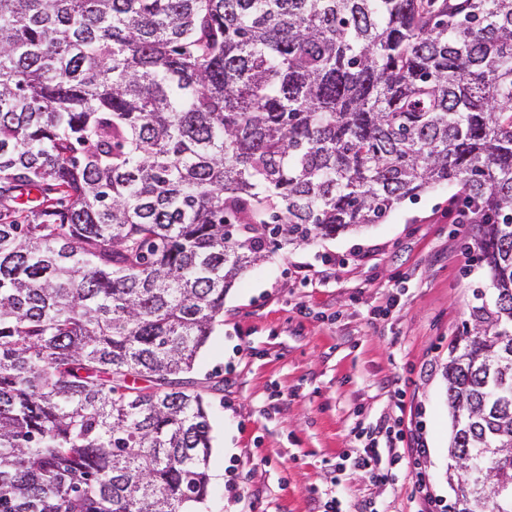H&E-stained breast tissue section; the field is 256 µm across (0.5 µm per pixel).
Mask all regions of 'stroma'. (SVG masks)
<instances>
[{"mask_svg":"<svg viewBox=\"0 0 512 512\" xmlns=\"http://www.w3.org/2000/svg\"><path fill=\"white\" fill-rule=\"evenodd\" d=\"M458 194L443 184L381 223L280 250L228 291L192 373L211 424L201 512H317L328 492L345 512L367 500L387 512L453 503L444 367L488 288ZM327 257L344 265L326 283ZM399 414L426 453L395 485H372L340 458L358 451L356 433Z\"/></svg>","mask_w":512,"mask_h":512,"instance_id":"35a3bbf8","label":"stroma"}]
</instances>
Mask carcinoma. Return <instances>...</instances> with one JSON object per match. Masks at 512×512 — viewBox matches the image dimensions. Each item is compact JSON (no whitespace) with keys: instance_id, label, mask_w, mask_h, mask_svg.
I'll return each mask as SVG.
<instances>
[{"instance_id":"obj_1","label":"carcinoma","mask_w":512,"mask_h":512,"mask_svg":"<svg viewBox=\"0 0 512 512\" xmlns=\"http://www.w3.org/2000/svg\"><path fill=\"white\" fill-rule=\"evenodd\" d=\"M443 183L451 509L512 512V0H0V512H195L224 295Z\"/></svg>"}]
</instances>
